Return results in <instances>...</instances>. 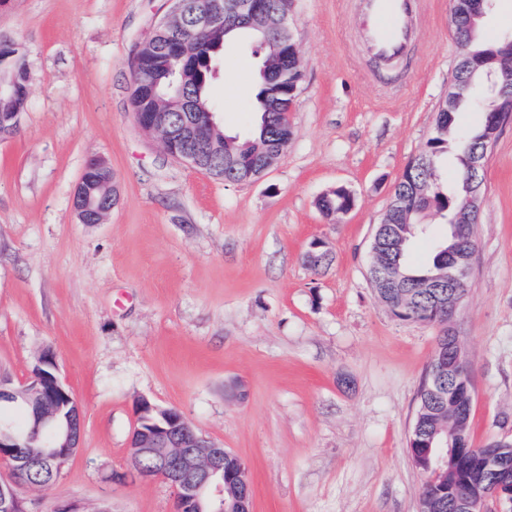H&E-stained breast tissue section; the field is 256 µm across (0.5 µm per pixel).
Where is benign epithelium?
I'll return each mask as SVG.
<instances>
[{"label":"benign epithelium","mask_w":512,"mask_h":512,"mask_svg":"<svg viewBox=\"0 0 512 512\" xmlns=\"http://www.w3.org/2000/svg\"><path fill=\"white\" fill-rule=\"evenodd\" d=\"M290 0H207L206 6L193 11L191 0H175L172 13L162 20L157 28L170 35L177 34L189 12H195L194 25L204 31L245 27L263 34L260 43L267 50L261 71L288 60L294 66L301 65L297 43L289 22ZM499 103L494 111L499 117L493 123L499 128L504 113L512 112V81L505 82L497 92ZM138 126L147 134L158 137L163 150L171 157L192 166H201V156L192 147L208 142V133L216 129L215 113L198 107L191 101L182 102L181 119L169 120V114L159 110L144 115L135 113ZM289 137H284L263 154L258 163L242 164L237 168L238 181L250 183L263 177L279 160ZM486 163V152L472 155L464 178L467 192L465 205L452 220L455 231L477 223L485 201L481 173ZM90 165L100 174L107 187L103 200L86 194L87 176H81L72 194V207L83 224H100L116 206L118 191L112 168L102 169L101 160L92 159ZM471 264L465 260L454 263L448 269V287L455 296L448 298V334L452 344L448 353V370L452 372V384L435 385L432 394L440 403L459 415H469L474 398L471 367L462 362L463 346L455 335V322L460 306V296L467 292ZM35 394L43 400L31 417L27 435H21L13 424L0 420V461L9 465L10 480L0 482V512H18L21 500L16 487H28L30 483L21 478L31 466L29 458L19 453L25 441L37 436L43 429L53 425L62 413L72 427L58 435L51 443L45 456L55 475L62 474L70 458L80 444L82 421L78 401L59 377L55 357L43 352L31 371L29 379L11 387L0 380V404H15L28 401ZM467 436L464 432L446 434L429 446L428 457L434 469L439 471L448 466V459L462 458ZM506 447L495 442L486 450L483 460L484 485L472 490L453 489L457 512H488V502L499 498L505 486L503 471L508 468L507 460L501 455ZM128 452L132 460L130 477H147L142 463L154 464V476L163 479L173 489L180 512H251L248 494H226L225 461L237 456L217 446L198 434L183 414L175 408H159L144 399L139 403L137 425L134 428Z\"/></svg>","instance_id":"1"}]
</instances>
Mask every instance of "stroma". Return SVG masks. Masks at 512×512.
Wrapping results in <instances>:
<instances>
[{"label":"stroma","instance_id":"stroma-1","mask_svg":"<svg viewBox=\"0 0 512 512\" xmlns=\"http://www.w3.org/2000/svg\"><path fill=\"white\" fill-rule=\"evenodd\" d=\"M174 0H6L0 38L31 66L20 129L0 140V377L43 350L80 403L63 474L20 490L27 512H176L159 479L131 481L136 406L178 409L246 464L252 512H418L408 441L438 326L394 317L368 278L370 244L453 79L449 0H427L393 72L362 48L347 0H292L302 61L278 163L227 183L138 126L132 59ZM261 59L230 43L212 102L226 134L256 121ZM107 162L119 202L80 223L72 192ZM346 187L348 214L317 201ZM470 287L456 328L473 370L471 438L512 441V123L484 171ZM333 253L320 271L310 244Z\"/></svg>","mask_w":512,"mask_h":512}]
</instances>
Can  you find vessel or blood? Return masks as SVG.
I'll return each mask as SVG.
<instances>
[{"label":"vessel or blood","mask_w":512,"mask_h":512,"mask_svg":"<svg viewBox=\"0 0 512 512\" xmlns=\"http://www.w3.org/2000/svg\"><path fill=\"white\" fill-rule=\"evenodd\" d=\"M420 0H361L362 30L369 49L383 62L406 55L411 19Z\"/></svg>","instance_id":"vessel-or-blood-1"}]
</instances>
